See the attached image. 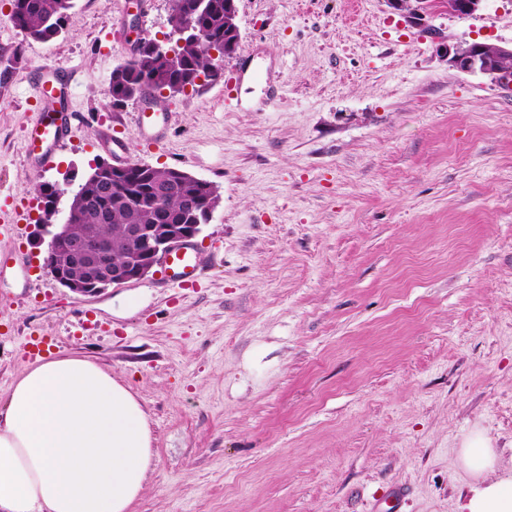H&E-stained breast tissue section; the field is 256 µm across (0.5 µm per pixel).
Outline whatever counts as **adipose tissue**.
Instances as JSON below:
<instances>
[{
  "label": "adipose tissue",
  "mask_w": 512,
  "mask_h": 512,
  "mask_svg": "<svg viewBox=\"0 0 512 512\" xmlns=\"http://www.w3.org/2000/svg\"><path fill=\"white\" fill-rule=\"evenodd\" d=\"M460 458L473 478L463 512H512V471L482 433ZM153 463L141 402L89 359L38 362L0 412V512H132Z\"/></svg>",
  "instance_id": "obj_1"
}]
</instances>
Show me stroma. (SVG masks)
<instances>
[{
  "instance_id": "35a3bbf8",
  "label": "stroma",
  "mask_w": 512,
  "mask_h": 512,
  "mask_svg": "<svg viewBox=\"0 0 512 512\" xmlns=\"http://www.w3.org/2000/svg\"><path fill=\"white\" fill-rule=\"evenodd\" d=\"M237 8L223 80L166 98L150 144L109 81L136 36L170 32L172 0H75L49 42L0 0V197L31 212L21 239L0 235V409L39 337L147 411L156 456L133 512H369L396 485L397 512H460L472 432L512 468V86L447 49L511 45L512 0L465 18L432 0L425 29L386 0ZM50 66L70 70L77 119L40 173L23 142ZM104 125L130 161L216 188L193 240L216 262L194 287L153 274L80 296L46 268L36 187L62 184L67 211L111 156Z\"/></svg>"
}]
</instances>
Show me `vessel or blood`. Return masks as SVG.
Masks as SVG:
<instances>
[{
	"instance_id": "1",
	"label": "vessel or blood",
	"mask_w": 512,
	"mask_h": 512,
	"mask_svg": "<svg viewBox=\"0 0 512 512\" xmlns=\"http://www.w3.org/2000/svg\"><path fill=\"white\" fill-rule=\"evenodd\" d=\"M70 73L54 70L52 79H38L35 89L37 116L29 124L24 140L26 156L36 169L53 166L76 114L69 107L73 95ZM137 124L145 136L158 139L167 128L168 114L158 108L136 115ZM211 253L191 244L174 247L164 258L161 273L166 283L186 288L194 285L202 271L211 263Z\"/></svg>"
}]
</instances>
